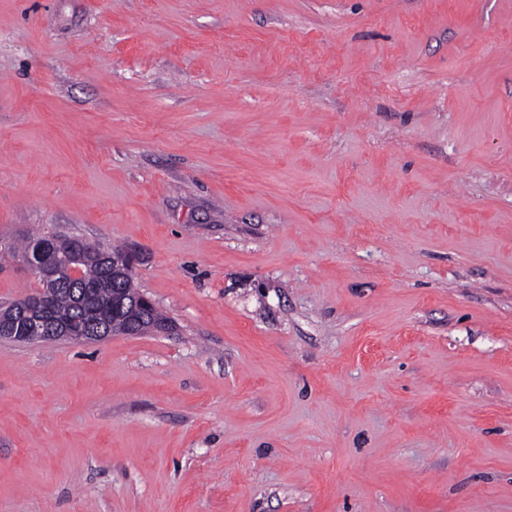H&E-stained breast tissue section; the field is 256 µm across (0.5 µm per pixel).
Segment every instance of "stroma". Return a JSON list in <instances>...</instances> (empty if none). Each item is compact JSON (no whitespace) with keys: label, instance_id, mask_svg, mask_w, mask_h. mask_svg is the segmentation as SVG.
Here are the masks:
<instances>
[{"label":"stroma","instance_id":"35a3bbf8","mask_svg":"<svg viewBox=\"0 0 512 512\" xmlns=\"http://www.w3.org/2000/svg\"><path fill=\"white\" fill-rule=\"evenodd\" d=\"M172 322L0 341V512H512V0H0V249ZM49 239L52 241L51 247L46 250H39L41 247H47ZM97 247L96 243L88 240L51 234L47 232H36L23 238L19 246H11L7 251L1 250V258L6 255L11 256L13 259H21L25 262L26 258L30 255L35 258H30L26 262V266L35 277H40L43 284L48 288L42 290V296L50 293L58 282L67 276L74 275L75 267L73 262L80 254L93 252ZM94 289V298L98 304L109 306V323L114 327L130 326L137 334L152 333L170 328L168 320L160 313L155 305L147 313V320L140 323L139 316L132 313L130 305L133 298L140 296L133 281L132 271L119 279L112 280V271L104 259V255L95 253L86 258L81 265L77 277L58 288L49 302V315L58 319H76L83 315L81 306L82 291L88 287ZM119 288L126 298L127 306L117 309L112 315V290Z\"/></svg>","mask_w":512,"mask_h":512}]
</instances>
